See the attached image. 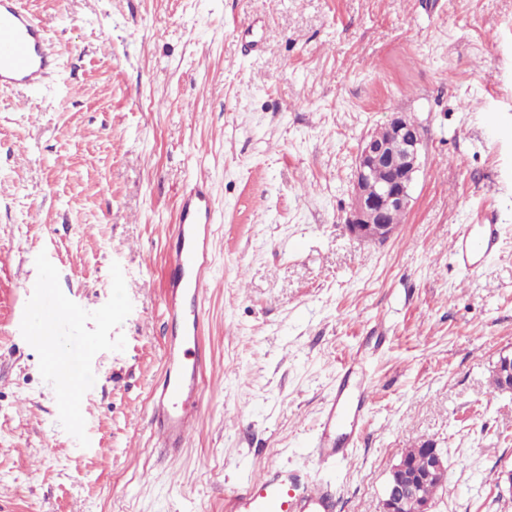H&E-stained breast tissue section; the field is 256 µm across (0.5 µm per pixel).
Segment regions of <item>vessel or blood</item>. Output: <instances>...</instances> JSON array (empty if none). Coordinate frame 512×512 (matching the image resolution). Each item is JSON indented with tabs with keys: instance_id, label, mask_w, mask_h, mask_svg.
<instances>
[{
	"instance_id": "b4317fda",
	"label": "vessel or blood",
	"mask_w": 512,
	"mask_h": 512,
	"mask_svg": "<svg viewBox=\"0 0 512 512\" xmlns=\"http://www.w3.org/2000/svg\"><path fill=\"white\" fill-rule=\"evenodd\" d=\"M54 64L40 22L21 0H0V85L34 89ZM213 205L204 181H195L179 199L178 217L171 227L173 246L163 293L169 325L163 379L153 391L147 425L161 447H183L194 432L203 408L202 384L211 357L200 342L205 316L202 301L211 270L210 241ZM503 227L478 225L476 232L457 237L454 256L469 268L493 254ZM54 383L72 411L80 409V385L72 374L58 373ZM370 409L368 396L350 394L347 384L336 387L322 413L316 441L321 460L347 457ZM226 512H336V491L310 473L266 468L256 479L234 491Z\"/></svg>"
}]
</instances>
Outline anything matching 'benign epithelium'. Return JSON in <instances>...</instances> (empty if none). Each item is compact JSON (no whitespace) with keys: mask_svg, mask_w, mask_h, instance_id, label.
Listing matches in <instances>:
<instances>
[{"mask_svg":"<svg viewBox=\"0 0 512 512\" xmlns=\"http://www.w3.org/2000/svg\"><path fill=\"white\" fill-rule=\"evenodd\" d=\"M422 146L417 124L404 112L394 113L384 126L362 139L344 220V229L351 237L384 242L394 234L397 225L388 222V214L410 207ZM496 372L505 388L512 390V356L500 357ZM426 453L428 467L422 473H411L410 460L405 456L392 467L380 512H404V505L418 496L424 482L445 479L442 450L432 447Z\"/></svg>","mask_w":512,"mask_h":512,"instance_id":"7a95c632","label":"benign epithelium"}]
</instances>
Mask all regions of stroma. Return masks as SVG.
I'll list each match as a JSON object with an SVG mask.
<instances>
[{"instance_id": "stroma-1", "label": "stroma", "mask_w": 512, "mask_h": 512, "mask_svg": "<svg viewBox=\"0 0 512 512\" xmlns=\"http://www.w3.org/2000/svg\"><path fill=\"white\" fill-rule=\"evenodd\" d=\"M22 5L56 66L38 90L0 88V512H225L270 466L331 483L336 512H379L391 467L423 447L447 458L434 512H512V391L490 385L512 353V0ZM395 112L423 137L411 207L361 242L343 228L356 153ZM198 179L213 362L169 455L145 419L166 231ZM469 224L508 230L461 272L450 242ZM46 265L81 321L43 343L15 315ZM51 349L80 373L81 413ZM346 362L374 402L352 455L322 463ZM54 383L59 393L65 396L66 406L75 412L80 409V385L72 374L58 373L54 376Z\"/></svg>"}]
</instances>
